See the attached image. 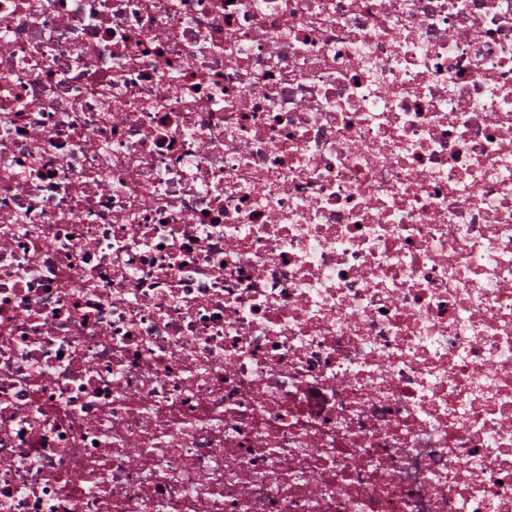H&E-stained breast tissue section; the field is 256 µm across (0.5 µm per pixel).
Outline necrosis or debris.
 Instances as JSON below:
<instances>
[{"mask_svg":"<svg viewBox=\"0 0 512 512\" xmlns=\"http://www.w3.org/2000/svg\"><path fill=\"white\" fill-rule=\"evenodd\" d=\"M0 512H512V0H0Z\"/></svg>","mask_w":512,"mask_h":512,"instance_id":"1","label":"necrosis or debris"}]
</instances>
